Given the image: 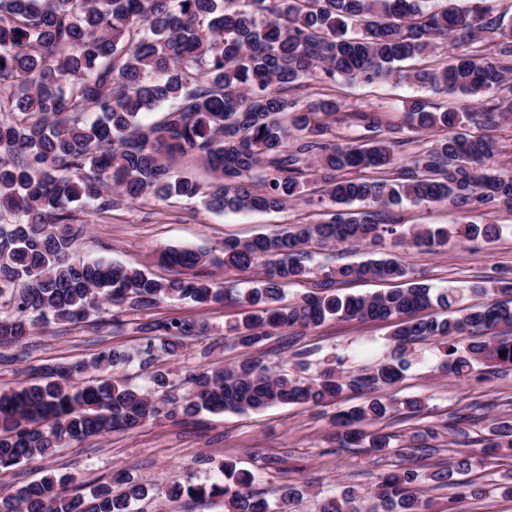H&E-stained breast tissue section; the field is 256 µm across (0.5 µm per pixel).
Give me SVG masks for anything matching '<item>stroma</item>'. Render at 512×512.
Listing matches in <instances>:
<instances>
[{
	"mask_svg": "<svg viewBox=\"0 0 512 512\" xmlns=\"http://www.w3.org/2000/svg\"><path fill=\"white\" fill-rule=\"evenodd\" d=\"M304 97L335 98L342 104L330 127L336 143H351L365 134L358 113L375 112L384 127L403 126L409 101L421 99L437 107L453 103L454 95L437 93L406 81L387 79L374 84L339 80L326 82L314 76L306 79ZM325 206L307 198L288 203L271 212H216L200 200L152 196L126 202L112 212L98 215L79 213L87 224L86 233L75 243L76 255L85 259H107L150 271L159 278L169 277L167 268L156 261L158 250L185 246L218 256L228 238L245 239L258 233H274L294 224L323 220ZM388 222L396 224H468L488 221L502 225L501 236L492 243L482 241L455 245L444 252L405 246L394 248V255L412 268L416 276L437 288H465L469 304L483 303L484 295L474 293L475 285L512 271V209L491 214L464 212L444 204H411L393 208ZM243 311L241 304L229 301L223 306L205 308L186 301L165 300L149 313L125 315L120 326L106 323L49 324L37 327L22 344L7 348L8 359L0 363V387L22 381L28 368L55 362L88 361L108 348L135 350L143 339L138 323L152 318L177 317L206 324L205 336L190 341L180 356L159 355L157 365L172 379H180L187 368L199 365L224 367L249 357V350L230 345L225 338L227 325L235 323ZM390 330L386 324L331 320L306 331L293 343L276 336L266 341L262 352L266 362L291 368L292 355L312 350L311 365L305 378L317 376L324 362L336 359L347 375L356 376L385 361L392 353ZM440 346L434 341L416 344V359L402 383L381 389L385 398L418 397L421 412L392 414L377 423H365V430L380 429L394 434L395 445H403L418 428L440 425L435 442L437 454L416 459L414 466L423 474L448 458L450 451L479 454V444L487 421L512 416V370H503L490 379L463 380L439 368ZM363 395L347 393L338 401L319 406L279 405L259 412L200 413L187 420L160 418L133 431H113L57 449L52 455L0 472V493L46 474L64 475L72 486L108 482L124 471L146 485L148 497L137 503L138 512H169L165 489L185 482L188 475H204L200 458L212 463L230 462L237 469L253 473L256 488L289 483L308 486L298 512H317L319 501L352 488L370 496L377 476L387 469L388 459H373L360 448L337 447L332 419L336 413L362 403ZM474 415L469 437L448 434L442 425L452 415Z\"/></svg>",
	"mask_w": 512,
	"mask_h": 512,
	"instance_id": "obj_1",
	"label": "stroma"
}]
</instances>
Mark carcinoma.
Here are the masks:
<instances>
[{"label":"carcinoma","mask_w":512,"mask_h":512,"mask_svg":"<svg viewBox=\"0 0 512 512\" xmlns=\"http://www.w3.org/2000/svg\"><path fill=\"white\" fill-rule=\"evenodd\" d=\"M0 0V346L19 343L41 323L97 320L101 305L145 312L166 299L201 307L222 305L224 289L193 274L205 264L246 270L264 264L262 277L241 295L243 316L229 326L230 340L256 350L278 330H306L328 320L382 322L392 328L391 360L349 377L336 365L307 380L248 357L230 368H193L179 385L163 369L152 371L148 392L117 369L134 356L146 368L155 349L183 351L206 335L205 325L182 319L145 321V343L132 354L109 348L88 362L32 367L28 379L0 389V470L52 454L64 445L109 431H130L161 417L193 418L206 411L244 413L275 405H320L349 391L372 392L400 384L412 365L410 346L442 345L440 369L467 379L479 366L512 368V278L477 286L497 299L462 305V293L435 288L397 258L381 253L386 238L445 251L461 238L487 242L498 224L411 225L401 230L377 209L445 203L455 210L512 209V174L497 166L496 140L454 131L464 122L492 127L512 117V26L488 0ZM495 39L493 55L472 45ZM452 40L461 48L437 68H407ZM318 70L321 78L373 83L397 77L463 98L460 106L430 110L422 100L407 108L411 128L448 129L429 149L396 167L402 140L380 136L381 118L359 116L366 131L355 144L327 140L328 117L341 110L334 98L304 104L297 91ZM507 92L491 106L482 98ZM167 101L178 106L144 125L139 116ZM193 153L214 174L208 186L174 171L167 158ZM376 173L374 177L364 172ZM320 185L319 201L332 210L316 224L249 239L224 241V252L168 247L157 256L174 277L109 260L75 255L86 225L75 207L95 213L119 201L154 195L202 200L210 210L283 209L303 196L306 175ZM359 202L368 210L347 206ZM361 244L373 257L325 272L319 291L292 302L284 287L312 274L315 246ZM398 283L383 293L352 295L335 286L355 280ZM440 307L443 318L414 314ZM394 410L380 397L339 412L332 424L339 448L383 455L392 436L366 432L362 423ZM429 426L398 449L394 468L378 476L373 501L359 503L350 489L322 500L319 512H428L419 494L427 479L456 486L457 498L498 492L512 499V475L488 490L461 476L474 456L459 453L428 474L413 462L435 451ZM485 447L512 451V417L488 426ZM216 478L192 475L165 490L172 503L224 499V512H292L303 497L291 483L263 495L253 475L224 462ZM67 478L45 476L14 487L0 504L8 512H133L148 489L127 473L82 490Z\"/></svg>","instance_id":"carcinoma-1"}]
</instances>
